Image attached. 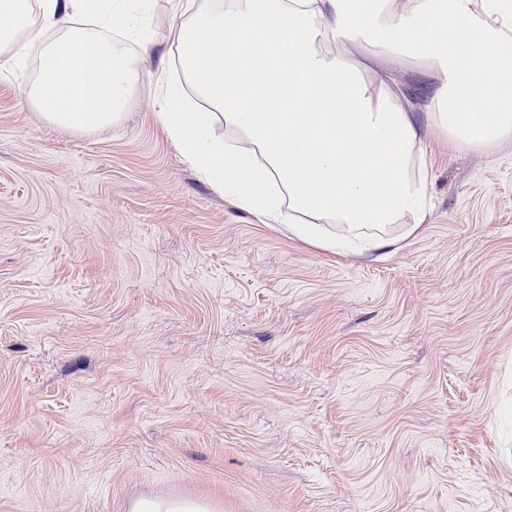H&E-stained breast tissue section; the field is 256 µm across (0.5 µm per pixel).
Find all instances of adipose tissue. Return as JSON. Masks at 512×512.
<instances>
[{"instance_id":"ef3b65f1","label":"adipose tissue","mask_w":512,"mask_h":512,"mask_svg":"<svg viewBox=\"0 0 512 512\" xmlns=\"http://www.w3.org/2000/svg\"><path fill=\"white\" fill-rule=\"evenodd\" d=\"M161 0H0V79L59 129L119 124ZM160 118L201 180L324 250L398 251L427 206V133L512 141V0H162ZM492 102L480 112L476 103ZM170 24V16L167 9L159 8L154 16L152 31L155 42L156 56L159 57L163 52L167 51L166 43L168 28Z\"/></svg>"}]
</instances>
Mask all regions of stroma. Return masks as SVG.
Here are the masks:
<instances>
[{
	"label": "stroma",
	"instance_id": "35a3bbf8",
	"mask_svg": "<svg viewBox=\"0 0 512 512\" xmlns=\"http://www.w3.org/2000/svg\"><path fill=\"white\" fill-rule=\"evenodd\" d=\"M0 81V512H512V147L428 134L384 257L239 211L165 133L65 132ZM209 500L182 496L144 497L135 500L130 512H216Z\"/></svg>",
	"mask_w": 512,
	"mask_h": 512
}]
</instances>
